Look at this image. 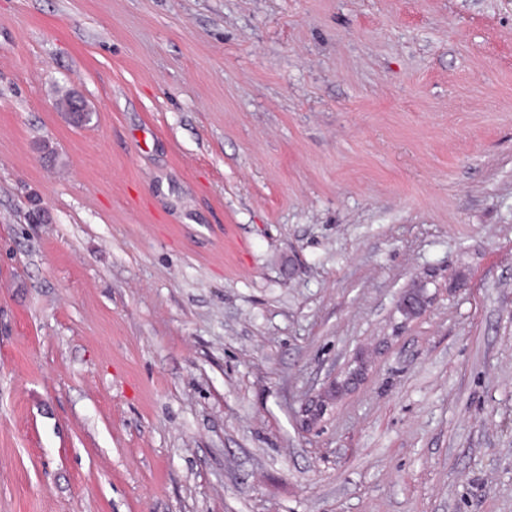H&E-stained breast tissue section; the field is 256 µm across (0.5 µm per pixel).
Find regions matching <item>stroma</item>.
Instances as JSON below:
<instances>
[{"instance_id":"1","label":"stroma","mask_w":512,"mask_h":512,"mask_svg":"<svg viewBox=\"0 0 512 512\" xmlns=\"http://www.w3.org/2000/svg\"><path fill=\"white\" fill-rule=\"evenodd\" d=\"M0 512H512V0H0Z\"/></svg>"}]
</instances>
